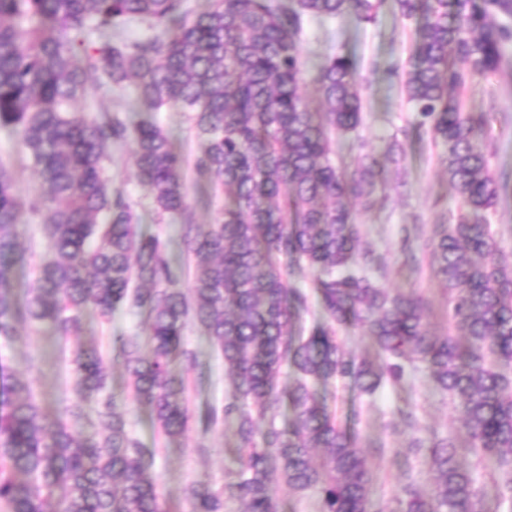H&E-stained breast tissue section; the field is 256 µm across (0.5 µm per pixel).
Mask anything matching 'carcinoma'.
<instances>
[{"instance_id": "carcinoma-1", "label": "carcinoma", "mask_w": 512, "mask_h": 512, "mask_svg": "<svg viewBox=\"0 0 512 512\" xmlns=\"http://www.w3.org/2000/svg\"><path fill=\"white\" fill-rule=\"evenodd\" d=\"M407 19L425 23L405 72L408 101L443 147L440 164L461 202L452 224L431 243V266L448 293L454 333L426 328L421 300L381 287L383 269L358 251L359 234L346 199L369 198L375 161L359 159L347 179L332 160L331 133L361 122L356 62L330 55L309 76L299 46L308 18L344 13L371 23L380 0H0V128L10 130L47 185L29 200L45 214V252L34 282L18 275L22 202L0 164V338L16 324L52 325L79 336L83 317L105 321L126 308L148 325L146 336H115L114 359L135 402L147 408L168 442L194 419L182 357L188 320L208 336L234 380L232 399L197 419L207 434L233 419L240 467L224 489L190 488L189 512H279L271 487L316 492L322 512H368L374 475L357 436L337 425L316 385L336 378L360 395L418 374L449 394L471 440L469 451L495 460L512 502V264L500 257L487 212L499 185L481 145V122L464 111L468 82L497 69L512 43V0H397ZM146 23L152 34L130 40ZM465 64L453 69L448 55ZM110 92L135 85L145 112L177 105L193 113L196 173L230 199L210 224H187L189 293L177 287L167 245L137 230L129 200L114 194L103 161L114 144H131L139 182L158 214L188 208L187 160L156 122L135 126L119 112L92 115L75 104L89 78ZM311 81L322 111L309 110L301 89ZM312 271L322 320L296 332L308 296L285 274ZM364 329L378 366L343 349L333 325ZM103 357L77 343L74 396L65 414L79 419L98 405L93 431L74 430L52 414L0 360V509L3 512H165L155 463L158 449L132 433L108 390ZM288 431L261 423L280 400L284 370ZM414 447L434 475L424 496L413 481L401 488V512H477L478 489L460 467L451 438ZM322 449L318 465L311 451Z\"/></svg>"}]
</instances>
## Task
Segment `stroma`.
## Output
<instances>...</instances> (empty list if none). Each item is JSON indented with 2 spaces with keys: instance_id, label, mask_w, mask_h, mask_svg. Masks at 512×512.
<instances>
[{
  "instance_id": "35a3bbf8",
  "label": "stroma",
  "mask_w": 512,
  "mask_h": 512,
  "mask_svg": "<svg viewBox=\"0 0 512 512\" xmlns=\"http://www.w3.org/2000/svg\"><path fill=\"white\" fill-rule=\"evenodd\" d=\"M417 37V20L403 18L396 0H382L370 23H357L348 15L324 23L309 21L300 53L310 72L329 53L355 59L364 105L362 123L357 132L334 135L335 159L349 177L357 169L359 156L368 153L378 160L382 173L374 205L352 202V218L358 226L362 248L385 260L379 284L420 297L427 310L428 330L444 336L448 333V295L432 271L430 243L436 226L457 215L459 200L439 166V147L432 142L427 128L420 126L403 91V73ZM464 104L466 111L484 116L482 143L492 176L512 186V46L505 50L493 73L467 85ZM76 108L82 112L118 110L134 123L152 118L182 154L189 157L196 150L187 113L171 105L144 115L133 85L110 94L89 84L85 99ZM0 163L11 170L20 198L26 200L41 193L42 182L25 152L16 138L4 130H0ZM106 175L113 189L123 191L133 204L140 216L141 231L158 236L167 244L173 264L180 271L179 286L189 289L188 261L179 249L181 222L162 221L155 216L137 181L131 147L113 150L106 163ZM144 332L140 317L124 309L116 310L108 322L93 313L84 318L83 338L87 341ZM72 345V340L56 336L50 324L22 323L10 343L0 342V354L7 356L16 376L30 384L36 398L50 411L59 413L73 397ZM183 347L206 363L210 375L208 383L192 390L191 407L206 402L224 405L231 398L233 387L224 374V361L213 351L208 337L196 325H188ZM106 367L109 390L127 410L133 434L147 447L159 450L156 471L166 512H187V492L191 487H222L227 472L238 467L237 439L231 426L220 424L203 435L193 425L181 441L159 447L156 427L148 411L134 401L122 364L110 361ZM319 392L342 423L352 424L376 477L372 499L380 512H397L403 471H410L422 491H430L432 479L424 459L414 454L409 443L428 438L433 432L452 438L462 447L458 460L473 474L480 512H512L501 502L500 476L492 474L489 463L466 452L468 436L456 408L429 378L418 377L402 389L386 384L371 397L352 392L345 381L338 379L321 386ZM405 406L415 412L418 427H409L399 416V408Z\"/></svg>"
}]
</instances>
